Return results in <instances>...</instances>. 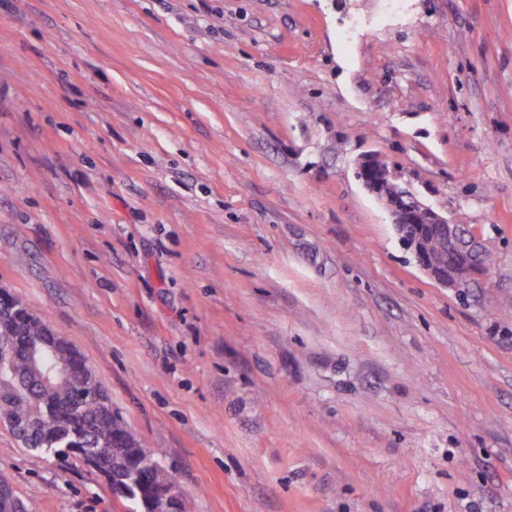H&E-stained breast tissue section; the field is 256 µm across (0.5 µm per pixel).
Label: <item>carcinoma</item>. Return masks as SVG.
<instances>
[{"mask_svg":"<svg viewBox=\"0 0 512 512\" xmlns=\"http://www.w3.org/2000/svg\"><path fill=\"white\" fill-rule=\"evenodd\" d=\"M400 239H415L422 252L448 278L481 272L478 252L447 246L437 224H403ZM10 320L0 323V341L9 345L0 361V412L10 420L39 422L27 448L49 447L66 460L74 455L101 476L118 498L153 512L171 492L172 478L159 463L161 451L133 435L112 411V402L91 368L67 340L26 305L6 304ZM76 369L72 380L45 384L54 366ZM0 512H24L10 483L0 478Z\"/></svg>","mask_w":512,"mask_h":512,"instance_id":"cac0c4a2","label":"carcinoma"}]
</instances>
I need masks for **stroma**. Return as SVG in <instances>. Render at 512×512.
Listing matches in <instances>:
<instances>
[{"mask_svg": "<svg viewBox=\"0 0 512 512\" xmlns=\"http://www.w3.org/2000/svg\"><path fill=\"white\" fill-rule=\"evenodd\" d=\"M381 155L488 255L429 279ZM0 287L187 512H512V0H0ZM26 512H133L0 424ZM357 177L362 185L379 197V187L383 184H397L396 177L388 165L377 157H364L357 163Z\"/></svg>", "mask_w": 512, "mask_h": 512, "instance_id": "obj_1", "label": "stroma"}]
</instances>
